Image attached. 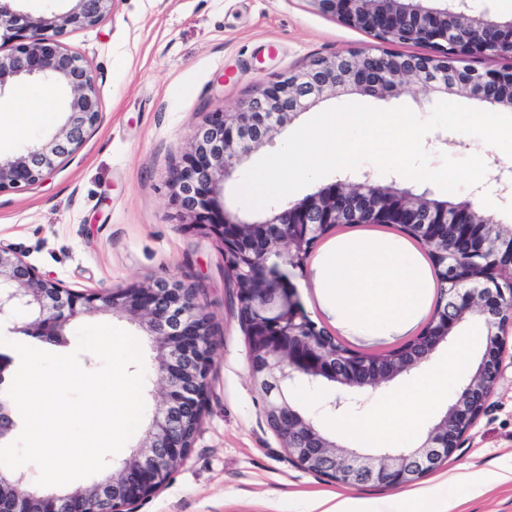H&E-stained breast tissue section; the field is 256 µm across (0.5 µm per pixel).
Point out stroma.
Here are the masks:
<instances>
[{
  "label": "stroma",
  "instance_id": "1",
  "mask_svg": "<svg viewBox=\"0 0 512 512\" xmlns=\"http://www.w3.org/2000/svg\"><path fill=\"white\" fill-rule=\"evenodd\" d=\"M372 36L319 12L311 0H114L106 18L68 32L64 49L80 55L97 77L101 118L69 157L43 180L0 190V245L20 252L43 276L76 290L120 288L134 281L175 277L199 286L212 316L217 349L208 377L199 434L185 462L136 512H319L326 495L381 504L393 495L416 505L454 498L452 473L512 472V335L500 377L474 425L447 462L398 490L349 486L289 461L262 412L247 343L227 286L217 241L192 228L171 206L169 175L193 128L209 113L230 111L279 76L311 59L374 45ZM438 95L410 86L379 100L330 96L295 120L303 125L349 102L388 109L405 105L420 118ZM57 98L0 125V155L46 141L65 120ZM400 237L399 227L341 226L315 247L292 282L309 317L347 346L386 353L416 336L438 298L405 327L372 332L351 328L318 284L322 259L336 238L352 233ZM90 323L111 324L138 339L147 369L143 398L153 413L159 388L152 374L156 351L129 319L102 313ZM292 402L337 442L357 448L341 415L326 412L308 386Z\"/></svg>",
  "mask_w": 512,
  "mask_h": 512
}]
</instances>
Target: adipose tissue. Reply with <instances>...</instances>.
<instances>
[{"label":"adipose tissue","mask_w":512,"mask_h":512,"mask_svg":"<svg viewBox=\"0 0 512 512\" xmlns=\"http://www.w3.org/2000/svg\"><path fill=\"white\" fill-rule=\"evenodd\" d=\"M321 281L338 313L375 330L407 324L435 286L413 247L368 235L337 240L321 270ZM468 354L469 342L461 340L447 362L430 372L417 389L386 399L366 417L350 423V430L374 447H403L416 433L424 411L456 387Z\"/></svg>","instance_id":"1"}]
</instances>
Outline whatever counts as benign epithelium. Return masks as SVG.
Returning <instances> with one entry per match:
<instances>
[{"label":"benign epithelium","instance_id":"7a95c632","mask_svg":"<svg viewBox=\"0 0 512 512\" xmlns=\"http://www.w3.org/2000/svg\"><path fill=\"white\" fill-rule=\"evenodd\" d=\"M70 7L35 16L14 0H0V98L16 81L38 78L62 98L67 120L48 141L19 156L0 158V190L34 184L72 153L100 114L97 78L59 38L94 25L112 0H68ZM322 13L362 30L379 45L320 57L304 70L281 77L235 109L213 112L185 147L170 177L171 203L190 224L212 234L224 252L232 302L242 321L253 385L263 415L288 458L301 468L347 485L401 488L437 469L458 447L498 381L500 334L512 327V227L471 199L439 201L415 184L383 186L371 173H346L334 183L285 205L269 206L250 220L221 199L249 155L280 133L299 113L336 93L376 99L395 95L402 83L463 94L512 110V67L479 70L468 61L497 52L512 58V20L475 12L469 0H310ZM428 46L430 54H403L392 44ZM387 224L429 245L448 231L460 288L435 306L422 330L385 354L370 356L344 345L310 319L285 270L302 269L318 241L339 224ZM108 312L137 322L156 348L155 375L161 401L144 438L112 474L88 487L63 492L34 488L23 472L0 473V512H134L155 495L185 460L200 428L208 375L215 352L212 318L200 288L175 277L133 282L109 292H76L42 278L23 256L0 246V319L27 315L14 331L65 346L70 325ZM478 325L484 347L476 371L416 448L361 453L339 445L289 399L302 383L328 385L324 407L332 413L361 409L357 392L410 376L460 324ZM15 428L0 399V441Z\"/></svg>","mask_w":512,"mask_h":512}]
</instances>
